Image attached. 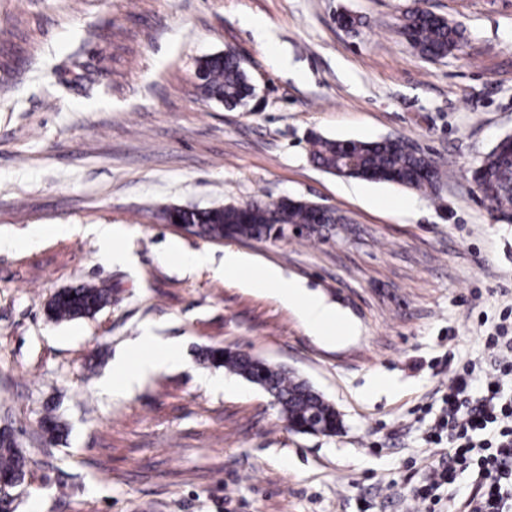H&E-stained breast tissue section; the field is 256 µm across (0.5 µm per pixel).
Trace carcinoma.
Masks as SVG:
<instances>
[{
    "instance_id": "cac0c4a2",
    "label": "carcinoma",
    "mask_w": 512,
    "mask_h": 512,
    "mask_svg": "<svg viewBox=\"0 0 512 512\" xmlns=\"http://www.w3.org/2000/svg\"><path fill=\"white\" fill-rule=\"evenodd\" d=\"M409 45L427 58L446 57L459 48L463 31L457 24L422 11L408 12L400 26ZM202 78L200 94L210 100L235 106L254 93L241 59L232 53L211 54L198 64ZM310 160L327 172L345 165L350 158V176L368 181L407 184L414 189L432 186L433 179L420 176L424 159L404 151L398 142H366L316 136L310 142ZM478 190L482 200L494 210L512 216V154L491 150L479 165ZM183 224L197 227V234L209 239H256L282 235L283 225L305 227L310 224H335L334 212L314 217L306 203L290 204L281 199L273 203L251 201L237 209L234 204H219L177 214ZM112 299V288L86 284L57 292L50 304V314L58 321H69L96 314ZM203 360L234 373L272 393L282 417L295 426L312 418L332 435L341 426L340 414L333 404L310 388L295 373L272 365L239 350L220 347L202 351ZM28 467L26 454L17 448L14 432L0 437V474L23 475Z\"/></svg>"
}]
</instances>
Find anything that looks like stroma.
I'll list each match as a JSON object with an SVG mask.
<instances>
[{
	"instance_id": "35a3bbf8",
	"label": "stroma",
	"mask_w": 512,
	"mask_h": 512,
	"mask_svg": "<svg viewBox=\"0 0 512 512\" xmlns=\"http://www.w3.org/2000/svg\"><path fill=\"white\" fill-rule=\"evenodd\" d=\"M416 4L0 0V238L25 243L0 249V425L29 458L0 512H427L413 490L448 454L429 439L441 397L512 308V224L493 223L471 179L512 134V0H426L464 31L437 60L397 30ZM228 48L256 88L243 107L196 89L199 60ZM315 135L401 137L438 182L325 172ZM284 197L349 228L214 241L161 216ZM95 224L123 225L135 263L107 262ZM173 241L283 268L353 336L325 343L272 290L182 273ZM87 283L111 287V303L53 321V295ZM147 323L181 343L179 360L131 395L103 394ZM208 347L296 372L341 430H289L269 393L202 360ZM49 412L66 425L52 441Z\"/></svg>"
}]
</instances>
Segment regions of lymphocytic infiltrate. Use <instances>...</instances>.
Returning <instances> with one entry per match:
<instances>
[{
    "instance_id": "obj_1",
    "label": "lymphocytic infiltrate",
    "mask_w": 512,
    "mask_h": 512,
    "mask_svg": "<svg viewBox=\"0 0 512 512\" xmlns=\"http://www.w3.org/2000/svg\"><path fill=\"white\" fill-rule=\"evenodd\" d=\"M497 371L481 395L472 392L474 363L455 375L435 420L433 440H447L453 450L446 468L430 475L415 491L423 502L437 503L439 489L454 481L457 469L477 473V491L466 512H512V401L499 399L500 380L512 376V324H499L485 338Z\"/></svg>"
}]
</instances>
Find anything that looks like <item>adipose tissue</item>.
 <instances>
[{
  "instance_id": "ef3b65f1",
  "label": "adipose tissue",
  "mask_w": 512,
  "mask_h": 512,
  "mask_svg": "<svg viewBox=\"0 0 512 512\" xmlns=\"http://www.w3.org/2000/svg\"><path fill=\"white\" fill-rule=\"evenodd\" d=\"M167 254L190 272L213 264L220 274L241 276L247 287L276 290L284 302L297 308L303 323L313 335L326 342L333 344L342 341L349 331L345 319L336 309L309 291L302 282L288 278L276 266L257 263L231 249L225 250L221 263L217 264L210 253L185 252L181 244L175 241L170 243ZM180 352L181 347L177 342L156 336L151 329H143L132 345L116 356L112 371L101 380L100 388L109 395H126L164 365L176 362Z\"/></svg>"
}]
</instances>
